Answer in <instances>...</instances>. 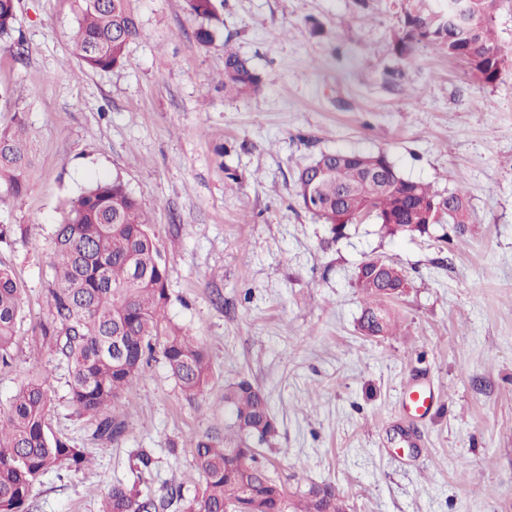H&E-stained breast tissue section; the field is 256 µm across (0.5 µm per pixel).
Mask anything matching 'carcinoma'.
Returning a JSON list of instances; mask_svg holds the SVG:
<instances>
[{
  "label": "carcinoma",
  "instance_id": "obj_1",
  "mask_svg": "<svg viewBox=\"0 0 512 512\" xmlns=\"http://www.w3.org/2000/svg\"><path fill=\"white\" fill-rule=\"evenodd\" d=\"M73 42L83 68L108 70L125 63L128 44L139 36L129 0H76ZM436 0H412L404 18L397 54L412 58L416 46L434 42L448 57L469 68L480 84L497 81L505 53L492 27L496 0H465V15L454 23L438 11ZM189 9L219 21L216 0H187ZM18 0H0V52L16 45ZM224 91L248 98L261 77L249 62L224 50ZM36 158V139L24 119L0 125V186L18 197L26 189ZM369 154L321 153L297 177L304 209L342 235L349 224L370 221L385 233L425 234L427 224H454L464 232L472 213L464 194H442L405 177L384 153L380 176L368 169ZM151 220L118 177L99 182L70 199L52 245L53 281L49 316L42 340L66 360L69 404L78 416L95 421V437L112 443L127 429L118 402L129 398L145 366L161 358L190 401L204 396L212 369L205 346L166 317L168 267ZM386 265L376 268L375 261ZM356 288L365 306L359 328L366 336L395 334V313L388 302L403 294L408 278L391 261L369 258L357 268ZM21 292L10 272L0 267V366L11 364V348L21 318ZM120 335L112 337V328ZM52 398L43 383L30 379L0 413V512H27L33 486L43 476L86 462L82 449L49 432ZM224 425L197 435L192 455L204 481L184 499L172 488L170 499L182 512H345L329 482L312 484L289 506L285 486L271 477L257 447L272 444L278 422L266 395L249 380L224 387ZM164 503L143 498L121 483L107 491L102 512H157Z\"/></svg>",
  "mask_w": 512,
  "mask_h": 512
}]
</instances>
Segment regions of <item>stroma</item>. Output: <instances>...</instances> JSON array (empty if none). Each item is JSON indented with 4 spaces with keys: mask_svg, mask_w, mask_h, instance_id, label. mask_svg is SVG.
Returning a JSON list of instances; mask_svg holds the SVG:
<instances>
[{
    "mask_svg": "<svg viewBox=\"0 0 512 512\" xmlns=\"http://www.w3.org/2000/svg\"><path fill=\"white\" fill-rule=\"evenodd\" d=\"M409 0H224L221 35L187 0H131L139 35L123 66L86 71L72 42L74 0H19L18 54L0 52V124L22 113L37 137L26 191L0 190V266L21 288L0 411L40 378L59 437L90 466L45 475L30 512H99L120 482L161 499L203 478L190 440L224 420V388L249 380L279 423L261 449L289 493L333 483L346 512H512V59L490 85L442 47L412 61L394 43ZM250 61L258 93L225 97L224 51ZM386 153L403 176L461 190L462 233L342 236L296 195L320 153ZM121 178L152 218L169 276V318L212 358L204 398L190 401L163 362L136 381L124 436L105 443L73 414L68 371L42 347L51 251L63 205ZM382 257L409 286L391 300L398 335H361L357 266ZM430 381L422 419L404 410L409 382ZM177 454H169V441ZM152 449L151 470L134 449Z\"/></svg>",
    "mask_w": 512,
    "mask_h": 512,
    "instance_id": "35a3bbf8",
    "label": "stroma"
}]
</instances>
